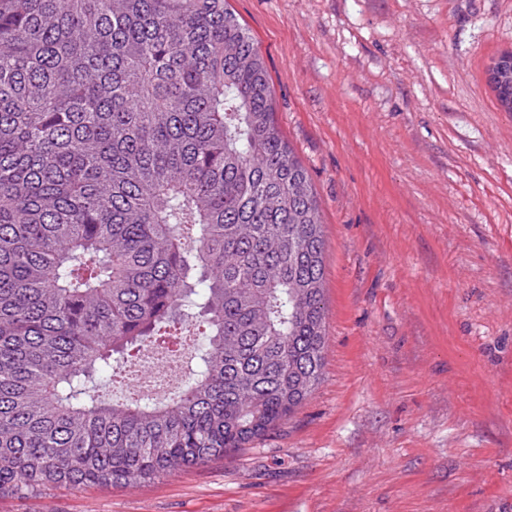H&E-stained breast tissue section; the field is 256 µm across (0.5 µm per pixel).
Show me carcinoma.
<instances>
[{
    "label": "carcinoma",
    "mask_w": 512,
    "mask_h": 512,
    "mask_svg": "<svg viewBox=\"0 0 512 512\" xmlns=\"http://www.w3.org/2000/svg\"><path fill=\"white\" fill-rule=\"evenodd\" d=\"M273 100L226 0H0V492L206 464L319 383L323 224ZM192 322L173 397L99 394Z\"/></svg>",
    "instance_id": "1"
}]
</instances>
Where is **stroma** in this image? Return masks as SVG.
Masks as SVG:
<instances>
[{
	"instance_id": "1",
	"label": "stroma",
	"mask_w": 512,
	"mask_h": 512,
	"mask_svg": "<svg viewBox=\"0 0 512 512\" xmlns=\"http://www.w3.org/2000/svg\"><path fill=\"white\" fill-rule=\"evenodd\" d=\"M324 231L320 382L246 448L0 512H512V0H227ZM493 68L499 71V78L490 83L501 106L512 112V52L501 55Z\"/></svg>"
}]
</instances>
